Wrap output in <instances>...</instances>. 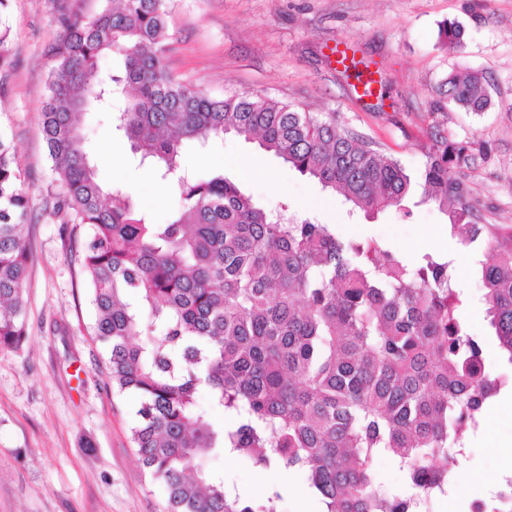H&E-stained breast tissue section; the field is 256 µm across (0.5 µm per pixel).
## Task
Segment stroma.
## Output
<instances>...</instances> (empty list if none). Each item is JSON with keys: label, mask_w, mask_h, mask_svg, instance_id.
I'll return each instance as SVG.
<instances>
[{"label": "stroma", "mask_w": 512, "mask_h": 512, "mask_svg": "<svg viewBox=\"0 0 512 512\" xmlns=\"http://www.w3.org/2000/svg\"><path fill=\"white\" fill-rule=\"evenodd\" d=\"M458 21L464 48L452 53L440 26ZM0 22L9 31L14 68L0 91V135L12 144L30 198L25 237L32 253L25 286L28 337L20 350L0 349V512H166L163 487L143 472L130 437L136 402L118 394L92 335L95 313L80 271L78 244L53 216L48 190L52 161L41 133L40 109L53 66L46 48L56 36V0H9ZM169 70L213 96L272 98L306 112H332L407 168H423L431 126L456 140L477 139L492 152L466 172L482 223L512 224V0H173ZM342 40L381 73L378 106L358 98L330 49ZM479 69L490 79L483 112L435 111V90L451 71ZM83 132L99 176L123 187L157 222L177 201L161 181L143 179L126 140L112 134L110 115L88 112ZM197 172L223 171L262 208L336 228L350 239H373L406 261L428 252L451 254L464 298L463 316L485 339V367L504 365L476 309L482 283L477 249L461 245L438 206L415 191L403 206L372 216L350 211L344 197L322 189L263 150L227 135L207 150H188ZM210 468L260 500L264 472L224 454ZM465 469L475 488L449 492L430 512H471L494 505L492 494L512 474V418L488 409L471 443Z\"/></svg>", "instance_id": "obj_1"}]
</instances>
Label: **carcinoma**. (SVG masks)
Here are the masks:
<instances>
[{
  "instance_id": "obj_1",
  "label": "carcinoma",
  "mask_w": 512,
  "mask_h": 512,
  "mask_svg": "<svg viewBox=\"0 0 512 512\" xmlns=\"http://www.w3.org/2000/svg\"><path fill=\"white\" fill-rule=\"evenodd\" d=\"M171 0H107L92 16L59 10L55 60L41 130L59 189L54 215L84 228L82 269L113 385L137 400L131 438L161 481L168 512H282L283 487L251 502L205 461L229 453L258 470L299 474L321 512H419L452 487L468 441L512 374L489 373L484 338L470 333L449 254L405 263L377 241L344 239L327 224L279 223L224 176L184 163L226 134L256 139L367 214L399 206L413 187L438 205L451 231L485 242L477 274L485 318L512 366V225L479 224L464 171L488 160L479 141L430 127L414 173L336 121L249 94L217 99L164 62ZM450 22L442 42L463 45ZM119 55L121 76L100 61ZM13 57L0 30V83ZM486 75L449 74L438 103L483 112ZM113 132L138 165L168 182L178 206L164 223L105 187L81 134L85 109L112 105ZM29 199L11 147L0 139V348L27 338L24 288ZM232 418L229 425L213 414ZM388 455L405 475L384 488ZM512 512V480L496 492Z\"/></svg>"
}]
</instances>
